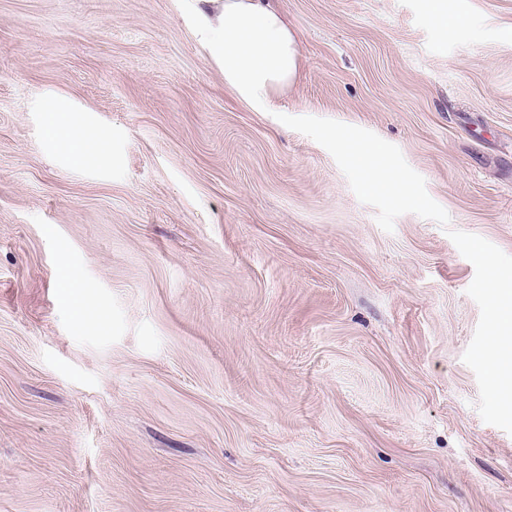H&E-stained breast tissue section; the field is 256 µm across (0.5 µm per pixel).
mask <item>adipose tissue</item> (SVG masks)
Listing matches in <instances>:
<instances>
[{
	"label": "adipose tissue",
	"mask_w": 512,
	"mask_h": 512,
	"mask_svg": "<svg viewBox=\"0 0 512 512\" xmlns=\"http://www.w3.org/2000/svg\"><path fill=\"white\" fill-rule=\"evenodd\" d=\"M184 19L224 80L247 103L265 107L298 71L294 33L270 0H178Z\"/></svg>",
	"instance_id": "1"
}]
</instances>
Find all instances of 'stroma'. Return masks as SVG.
I'll return each instance as SVG.
<instances>
[{"mask_svg":"<svg viewBox=\"0 0 512 512\" xmlns=\"http://www.w3.org/2000/svg\"><path fill=\"white\" fill-rule=\"evenodd\" d=\"M274 4L300 66L261 111L177 0H0V512H512L473 265L279 120L395 144L512 255V0Z\"/></svg>","mask_w":512,"mask_h":512,"instance_id":"stroma-1","label":"stroma"}]
</instances>
